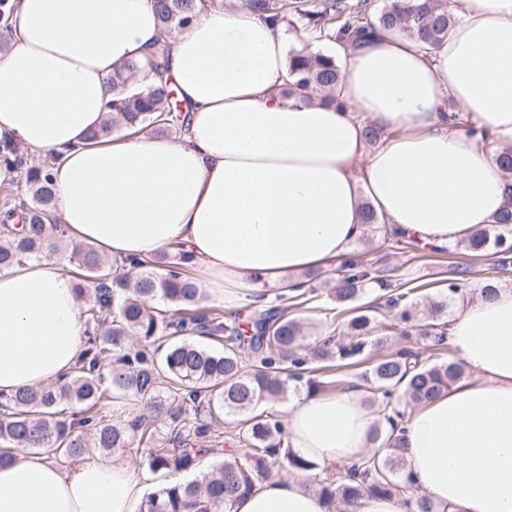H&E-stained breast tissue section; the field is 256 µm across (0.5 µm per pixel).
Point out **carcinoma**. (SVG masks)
Here are the masks:
<instances>
[{
  "label": "carcinoma",
  "instance_id": "cac0c4a2",
  "mask_svg": "<svg viewBox=\"0 0 512 512\" xmlns=\"http://www.w3.org/2000/svg\"><path fill=\"white\" fill-rule=\"evenodd\" d=\"M153 2L163 33L184 31L215 6V0ZM236 2L243 10L277 22L295 14L350 50L377 32L395 31L429 53L457 23L446 0H411L405 7L387 0L371 17L358 10L342 22L336 17L340 0H328L319 10L302 8V0ZM140 70L139 64L131 63L114 72L106 119L88 132L87 140L107 139L118 130L183 133L189 106L180 99L175 82L156 64L152 81L136 79ZM343 80L334 57L291 50L280 94L340 105ZM52 160L51 156L43 166L26 170L18 204L0 215V269L37 259L62 245L69 249L88 336L65 380L21 389L0 402V465L31 450L77 462L94 449L139 452L146 447L149 469L169 480L146 498L141 512H213L215 504L226 505L272 476L316 468L290 448L284 423L261 411V404L284 399L291 382L305 383L308 393H323L326 386L316 379L317 373L360 366L357 387L366 393L364 402L376 416L369 442L387 453L336 466V473L320 481L315 492L324 500L326 512H350L365 493L402 497L411 512H431V504L404 482L399 432L409 410L450 391L463 376V367L451 359L430 363L409 348L386 350L391 336L416 335L432 349L448 341V324H420L415 289L372 274L359 255H351L336 270L335 301L342 316L336 334L312 344L286 305L288 300L299 307L304 304L303 282L292 286L294 295H279L285 305L257 309L245 321L233 311L205 308V294L183 265L181 250L131 260L118 268L94 245L69 239L53 220ZM23 166L15 144L0 140V170L17 173ZM362 223L383 225L382 240L364 239L370 250L397 237L368 204L362 206ZM465 247L475 256L492 249L496 269L511 270L512 209L469 236ZM470 273L467 264L454 267L444 300L430 305L431 314L464 298ZM372 284L378 288L377 303L359 304ZM382 307L395 311L394 316L379 319ZM194 333L216 346L190 340ZM110 399L124 405L140 403L145 413L126 423L105 421L98 416V406ZM226 417L237 421L235 447H206L217 441L219 422ZM159 424L168 429L169 437L166 446L153 448ZM207 454L218 458L201 479L177 480L179 474L197 468Z\"/></svg>",
  "mask_w": 512,
  "mask_h": 512
}]
</instances>
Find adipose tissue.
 <instances>
[{
    "mask_svg": "<svg viewBox=\"0 0 512 512\" xmlns=\"http://www.w3.org/2000/svg\"><path fill=\"white\" fill-rule=\"evenodd\" d=\"M0 53V138L54 156L53 218L114 261L182 245L211 299L246 302L257 280L347 255L362 199L396 232L443 245L508 204L496 151L449 118L465 112L512 144V0H452L447 40L425 52L396 32L337 50L344 107L284 98L280 23L215 7L160 42L151 0H15ZM159 61L190 106L171 140L143 133L90 143L110 79ZM388 134L367 151L363 130ZM86 324L59 257L0 271V394L69 374ZM454 355L475 375L406 417V468L433 512H512V289L459 310ZM375 422L353 391L300 395L291 448L324 465L369 451ZM147 476L123 458L65 468L47 455L0 467V512H138ZM228 512H326L301 479L260 483Z\"/></svg>",
    "mask_w": 512,
    "mask_h": 512,
    "instance_id": "obj_1",
    "label": "adipose tissue"
}]
</instances>
